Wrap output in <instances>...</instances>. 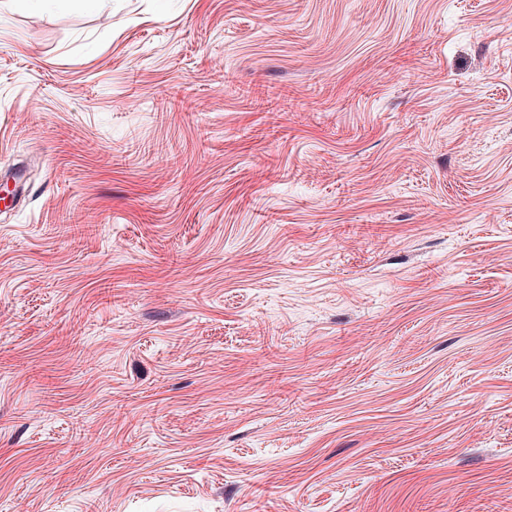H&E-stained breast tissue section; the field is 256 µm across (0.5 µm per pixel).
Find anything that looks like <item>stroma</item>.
<instances>
[{
    "label": "stroma",
    "instance_id": "35a3bbf8",
    "mask_svg": "<svg viewBox=\"0 0 512 512\" xmlns=\"http://www.w3.org/2000/svg\"><path fill=\"white\" fill-rule=\"evenodd\" d=\"M0 512H512V0H0Z\"/></svg>",
    "mask_w": 512,
    "mask_h": 512
}]
</instances>
